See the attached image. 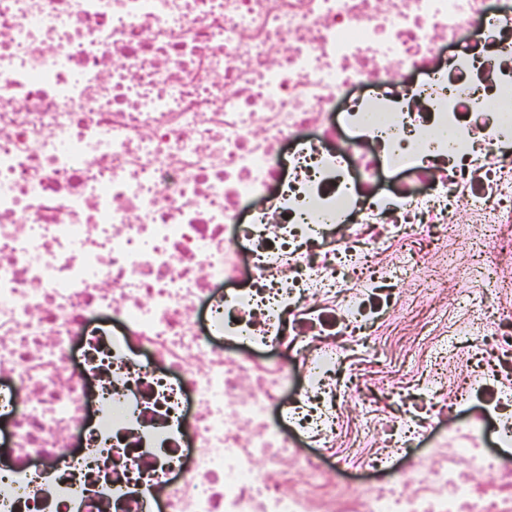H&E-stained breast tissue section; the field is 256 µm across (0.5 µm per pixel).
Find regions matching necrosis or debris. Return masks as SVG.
I'll return each mask as SVG.
<instances>
[{"label": "necrosis or debris", "instance_id": "4bbe7bcc", "mask_svg": "<svg viewBox=\"0 0 512 512\" xmlns=\"http://www.w3.org/2000/svg\"><path fill=\"white\" fill-rule=\"evenodd\" d=\"M507 280L512 0H0V512H512ZM497 344L498 342L495 339H489L487 341L488 351L486 358L476 361L472 367L477 370L486 368L487 366H493L496 369L507 372L508 369L501 367L500 365L503 361H508L509 366H512V355L509 356L505 351L499 350Z\"/></svg>", "mask_w": 512, "mask_h": 512}]
</instances>
